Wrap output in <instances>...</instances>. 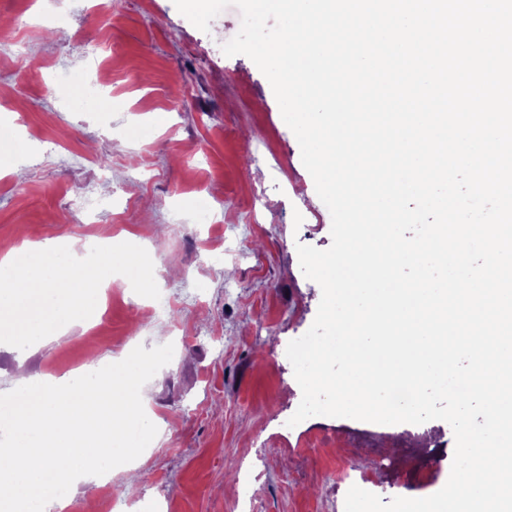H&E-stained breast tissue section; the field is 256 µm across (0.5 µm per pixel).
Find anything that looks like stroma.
Instances as JSON below:
<instances>
[{"label": "stroma", "mask_w": 512, "mask_h": 512, "mask_svg": "<svg viewBox=\"0 0 512 512\" xmlns=\"http://www.w3.org/2000/svg\"><path fill=\"white\" fill-rule=\"evenodd\" d=\"M0 0V18L65 16L68 33L28 30L0 48V147L21 141L0 174V256L26 234L77 248L102 237L158 258L168 314L117 275L99 317L31 350L0 344V388L18 370L81 376L140 344L176 353L142 388L156 438L112 474V512H344L334 449L352 462L426 445L448 480L455 438L442 420L382 425L309 417L286 426L302 397L286 355L311 327L322 297L301 270L298 245L330 247L331 215L301 159L272 87L247 56H225L241 27L236 7L209 32L173 0ZM72 97L47 93L56 75ZM97 81L100 93L83 84ZM57 140L46 153L43 137ZM211 197L201 222L197 194Z\"/></svg>", "instance_id": "stroma-1"}]
</instances>
